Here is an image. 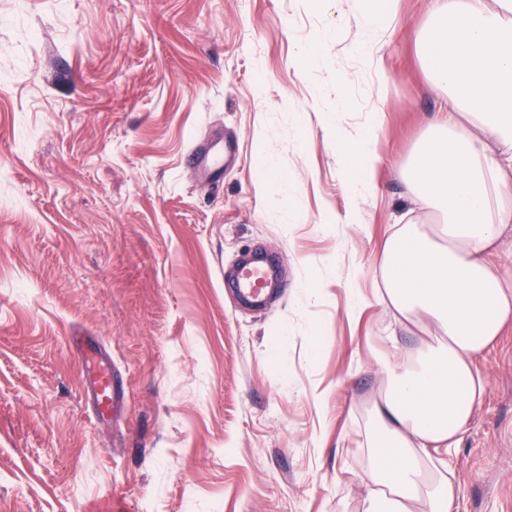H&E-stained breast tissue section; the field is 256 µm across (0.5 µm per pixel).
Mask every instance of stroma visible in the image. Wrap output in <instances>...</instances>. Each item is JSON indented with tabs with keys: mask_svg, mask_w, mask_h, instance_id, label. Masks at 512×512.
Returning <instances> with one entry per match:
<instances>
[{
	"mask_svg": "<svg viewBox=\"0 0 512 512\" xmlns=\"http://www.w3.org/2000/svg\"><path fill=\"white\" fill-rule=\"evenodd\" d=\"M433 9L391 0L375 32L358 0H0V512H363L392 314L351 317L347 291L372 294L416 207L400 172L446 109L419 60ZM376 112L351 224L336 142ZM201 141L217 180L187 161ZM255 249L286 283L261 310L224 286ZM78 330L112 352V419ZM479 367L454 512H512V329ZM70 346L77 352L86 376V396L99 420H108L122 403L112 362L101 351V345L87 336H70Z\"/></svg>",
	"mask_w": 512,
	"mask_h": 512,
	"instance_id": "1",
	"label": "stroma"
}]
</instances>
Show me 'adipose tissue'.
Returning a JSON list of instances; mask_svg holds the SVG:
<instances>
[{"label": "adipose tissue", "instance_id": "1", "mask_svg": "<svg viewBox=\"0 0 512 512\" xmlns=\"http://www.w3.org/2000/svg\"><path fill=\"white\" fill-rule=\"evenodd\" d=\"M435 0L419 41L447 110L430 123L405 178L432 229L400 225L384 242L378 302L415 330L410 349L385 336L383 387L370 415L381 449L362 481L366 512H452L457 477L446 456L487 394L477 362L512 327V274L494 261L512 230V0ZM378 121L348 146L355 194L373 189Z\"/></svg>", "mask_w": 512, "mask_h": 512}]
</instances>
